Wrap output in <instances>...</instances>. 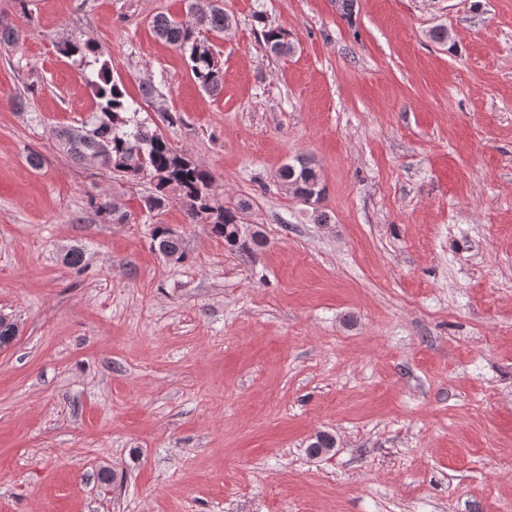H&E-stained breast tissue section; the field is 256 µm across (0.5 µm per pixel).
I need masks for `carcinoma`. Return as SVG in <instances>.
Listing matches in <instances>:
<instances>
[{
	"instance_id": "1",
	"label": "carcinoma",
	"mask_w": 512,
	"mask_h": 512,
	"mask_svg": "<svg viewBox=\"0 0 512 512\" xmlns=\"http://www.w3.org/2000/svg\"><path fill=\"white\" fill-rule=\"evenodd\" d=\"M189 12L198 16L200 25L183 20L176 21L165 15L154 19L156 33L188 55L191 72L200 87L212 94L219 90L222 72L216 59L215 44L201 35V30L222 34L231 23L230 17L217 0H191ZM262 24L261 36L267 50L275 55H288L294 44L288 32L265 24L262 13L255 15ZM61 52L89 67L85 81L99 100V110L76 128L52 130L53 138L66 152L78 161L94 162L116 173L128 182L147 179L153 192L143 199L148 212L162 213L169 200L178 198L183 204L190 224H208L212 236L224 240L232 251H255L266 246L265 236L256 231L248 237L238 231L239 211L217 202L213 188V175L194 161L186 152L173 149L159 130H151L138 119L140 104L126 97L122 85L112 78V63L102 58L96 41L92 38L68 39L61 45ZM281 177L292 184L295 194L303 199L320 197L323 191L320 177L312 164L299 159L281 170ZM88 205L105 223L126 222L129 214L115 215L112 200L92 196ZM155 248L163 256L185 259L181 237L170 225L158 223L151 230ZM336 447V439L329 433H319L309 444L312 456L321 450Z\"/></svg>"
}]
</instances>
